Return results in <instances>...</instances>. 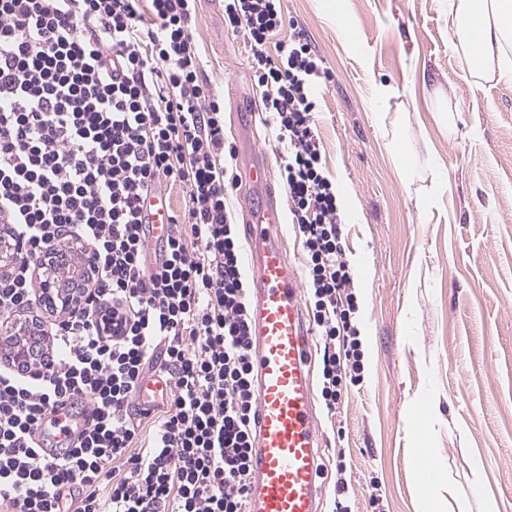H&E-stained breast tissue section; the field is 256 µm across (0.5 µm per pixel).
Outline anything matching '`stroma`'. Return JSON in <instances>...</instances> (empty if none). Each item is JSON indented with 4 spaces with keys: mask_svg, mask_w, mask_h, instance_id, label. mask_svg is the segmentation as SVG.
Segmentation results:
<instances>
[{
    "mask_svg": "<svg viewBox=\"0 0 512 512\" xmlns=\"http://www.w3.org/2000/svg\"><path fill=\"white\" fill-rule=\"evenodd\" d=\"M287 19L307 34L328 76L320 86L317 128L330 177L356 203L342 208L347 261L367 326L363 377L335 410L316 399L323 496L321 512H422L412 451L430 448L456 489L461 512L480 498L512 512V80L475 86L448 0H349V21L364 51L348 49L316 0H283ZM189 29L200 78L224 107V135L240 147L249 134L271 169L279 148L251 80L243 36L196 0ZM396 86L385 120L373 86ZM441 174L430 214L415 195ZM432 390L441 416L416 403ZM348 489L336 493V459ZM481 460V477L471 462Z\"/></svg>",
    "mask_w": 512,
    "mask_h": 512,
    "instance_id": "1",
    "label": "stroma"
}]
</instances>
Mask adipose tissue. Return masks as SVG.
Segmentation results:
<instances>
[{"label":"adipose tissue","instance_id":"ef3b65f1","mask_svg":"<svg viewBox=\"0 0 512 512\" xmlns=\"http://www.w3.org/2000/svg\"><path fill=\"white\" fill-rule=\"evenodd\" d=\"M448 21L458 34L470 75L512 78V59L504 50L512 42V0H450ZM436 461L430 452L417 453L414 460L425 512H457V494L445 473L432 478L425 473Z\"/></svg>","mask_w":512,"mask_h":512}]
</instances>
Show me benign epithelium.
Wrapping results in <instances>:
<instances>
[{
  "mask_svg": "<svg viewBox=\"0 0 512 512\" xmlns=\"http://www.w3.org/2000/svg\"><path fill=\"white\" fill-rule=\"evenodd\" d=\"M75 253L79 263L72 266L71 283L66 286L57 278V258L62 254ZM95 258L89 251L80 248L77 242L65 240L48 249L37 263L40 279L42 308L50 312L66 313L80 302L79 285L88 277ZM44 323L29 319L22 324L11 323L0 326V358L28 372L38 375L44 372L40 357L34 352L33 342L43 339Z\"/></svg>",
  "mask_w": 512,
  "mask_h": 512,
  "instance_id": "7a95c632",
  "label": "benign epithelium"
}]
</instances>
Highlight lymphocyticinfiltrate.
Instances as JSON below:
<instances>
[{
    "instance_id": "obj_1",
    "label": "lymphocytic infiltrate",
    "mask_w": 512,
    "mask_h": 512,
    "mask_svg": "<svg viewBox=\"0 0 512 512\" xmlns=\"http://www.w3.org/2000/svg\"><path fill=\"white\" fill-rule=\"evenodd\" d=\"M194 6L0 0V223L20 243L0 273V323L38 311L45 250L76 239L97 256L84 304L47 327L46 373L0 366V512H249L257 396L226 205L235 150L199 79ZM285 23L281 0H224V29L247 40L284 147L332 410L361 379L358 302L315 123L326 72L302 29L269 53ZM165 182L188 201L155 241L143 204ZM157 374L167 409L141 449L134 401ZM60 402L83 427L49 457L41 439Z\"/></svg>"
}]
</instances>
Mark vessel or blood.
<instances>
[{"instance_id":"1","label":"vessel or blood","mask_w":512,"mask_h":512,"mask_svg":"<svg viewBox=\"0 0 512 512\" xmlns=\"http://www.w3.org/2000/svg\"><path fill=\"white\" fill-rule=\"evenodd\" d=\"M249 180L259 204L245 211V268L254 283L252 365L256 374L258 428L252 450L251 512H320L319 443L309 360V331L299 276L283 247L285 214L267 163L254 164ZM151 234L164 237L169 205L164 195L146 201ZM166 397L161 378L145 381L142 406Z\"/></svg>"}]
</instances>
